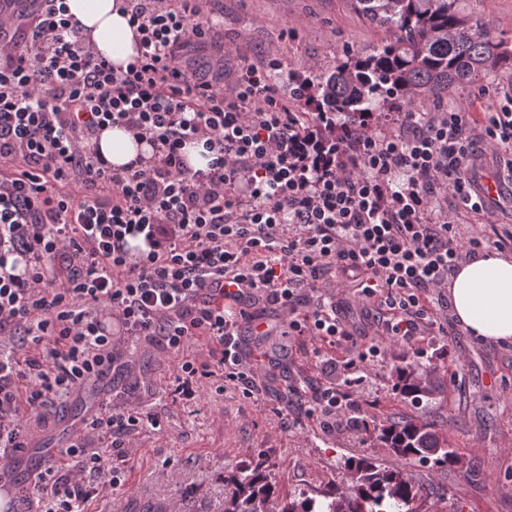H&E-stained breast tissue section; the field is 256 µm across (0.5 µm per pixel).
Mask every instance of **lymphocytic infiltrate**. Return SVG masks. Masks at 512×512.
Listing matches in <instances>:
<instances>
[{
    "mask_svg": "<svg viewBox=\"0 0 512 512\" xmlns=\"http://www.w3.org/2000/svg\"><path fill=\"white\" fill-rule=\"evenodd\" d=\"M11 8L19 45L0 47V448L26 447L76 386L117 369L121 344L160 350L205 338L177 368L175 394L201 381L249 383L239 332L258 296L292 336L349 343L345 368L376 355L350 304L404 341L428 322L465 255L450 209L483 212L468 175L478 148L512 150V108L471 118L465 105L401 113L398 133L371 127L330 149L276 97L264 66L242 65L232 93L194 67L187 46L213 29L206 0H125L141 52L112 67L80 36L66 0ZM119 125L153 163L115 167L96 139ZM203 142L214 159L191 171ZM81 189L74 199L70 186ZM351 297L315 298L322 288ZM137 382L131 403L93 419L67 470L47 469L39 512H89L121 484L127 442L158 414ZM182 151L187 166L194 172L208 170L209 164L214 158L203 148L202 143H197L196 141L187 143Z\"/></svg>",
    "mask_w": 512,
    "mask_h": 512,
    "instance_id": "lymphocytic-infiltrate-1",
    "label": "lymphocytic infiltrate"
}]
</instances>
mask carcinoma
Instances as JSON below:
<instances>
[{
    "label": "carcinoma",
    "mask_w": 512,
    "mask_h": 512,
    "mask_svg": "<svg viewBox=\"0 0 512 512\" xmlns=\"http://www.w3.org/2000/svg\"><path fill=\"white\" fill-rule=\"evenodd\" d=\"M370 20L386 27L392 40L371 53L350 55L325 76L305 77L306 106L320 114L319 137L346 141L368 120L387 109L428 100L472 82L488 71H512V49L468 24L459 0H353ZM436 365L410 362L396 367L393 390L415 403L431 399ZM377 437L404 461L443 469L459 463L431 422L393 421ZM350 484L322 499L302 492L284 498L269 481L263 463L224 478L230 486L224 512H415L427 494L406 469L377 467L367 459H349Z\"/></svg>",
    "instance_id": "1"
}]
</instances>
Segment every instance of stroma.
I'll use <instances>...</instances> for the list:
<instances>
[{
  "label": "stroma",
  "mask_w": 512,
  "mask_h": 512,
  "mask_svg": "<svg viewBox=\"0 0 512 512\" xmlns=\"http://www.w3.org/2000/svg\"><path fill=\"white\" fill-rule=\"evenodd\" d=\"M468 20L479 22L512 47V0H459ZM218 34L204 49L189 45L199 63L223 56L227 72L243 62L270 66L282 96L297 81L330 72L345 53L368 52L388 31L352 10L348 0H209ZM512 94V73L490 71L453 94L415 103L414 111L439 112L456 102L473 115L498 111ZM463 236L496 240L512 230V192L503 191L491 212L458 210ZM436 324L420 325L415 336L394 342L370 328L380 352L350 370L330 369L324 358L341 357L315 336H273L257 342L242 329L240 347L255 375L250 386L225 383L223 392L206 383L196 402L173 396L176 369L201 353L194 340L180 351H160L144 339L122 348L125 369L112 372L114 402L131 385L150 381L157 391L149 405L164 429L142 431L124 464L121 485L100 501V512H139L145 503H179L181 512H224L228 473L263 462L280 494H321L345 481L347 459L364 458L396 468L400 461L376 433L327 427L311 411L314 388H337L358 415L375 425L407 418L432 422L460 457L457 465L433 470L414 462L407 470L428 495L416 512H512V342L472 335L452 307L434 302ZM444 364L432 400L416 404L392 391L401 362Z\"/></svg>",
  "instance_id": "obj_1"
}]
</instances>
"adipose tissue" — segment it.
<instances>
[{
    "instance_id": "adipose-tissue-1",
    "label": "adipose tissue",
    "mask_w": 512,
    "mask_h": 512,
    "mask_svg": "<svg viewBox=\"0 0 512 512\" xmlns=\"http://www.w3.org/2000/svg\"><path fill=\"white\" fill-rule=\"evenodd\" d=\"M123 5L124 0H67L81 36L116 68L135 61L140 49V35ZM98 148L116 167L152 156L149 145L137 143L117 125L101 131ZM448 296L456 316L474 335L512 341V257L492 251L461 263L448 283Z\"/></svg>"
}]
</instances>
